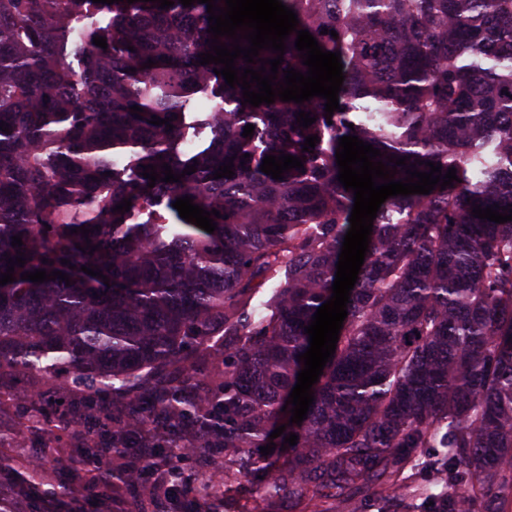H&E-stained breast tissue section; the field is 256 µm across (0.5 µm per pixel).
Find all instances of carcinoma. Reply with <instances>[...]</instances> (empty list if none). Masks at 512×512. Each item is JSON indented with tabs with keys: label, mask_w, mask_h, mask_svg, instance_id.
Here are the masks:
<instances>
[{
	"label": "carcinoma",
	"mask_w": 512,
	"mask_h": 512,
	"mask_svg": "<svg viewBox=\"0 0 512 512\" xmlns=\"http://www.w3.org/2000/svg\"><path fill=\"white\" fill-rule=\"evenodd\" d=\"M173 2L0 0V274L26 254L0 285V377L83 394L59 410L46 389L23 430L44 437L94 408L82 464L102 486L106 456L154 448L166 465L169 449L191 448L207 463L222 448L253 458L262 497L286 494L298 512L351 495V512H512V221L472 216L512 204V51L499 52L512 48V0H282L297 29L340 52L342 111L328 120L314 97L209 114L210 138L191 152V100L241 103L242 87L199 64L207 4ZM104 13L107 26L92 24ZM296 37L279 80L307 72ZM302 110L316 118L307 128ZM253 123L266 137L242 136ZM349 135L391 167L387 156H407L460 181L381 205L335 353L291 425L305 326L332 296L350 228L354 194L335 157ZM282 152L304 167L276 180L260 165ZM230 161L233 177L213 178ZM164 163L196 172L148 187L143 166L163 177ZM185 196L220 212L213 233L180 217L172 203ZM124 199L130 210L113 211ZM81 226L89 238L71 233ZM37 269L74 284L21 279ZM271 283L261 315L252 302ZM270 442L276 456L286 448L278 465L255 452ZM19 492L42 494L40 471Z\"/></svg>",
	"instance_id": "carcinoma-1"
}]
</instances>
